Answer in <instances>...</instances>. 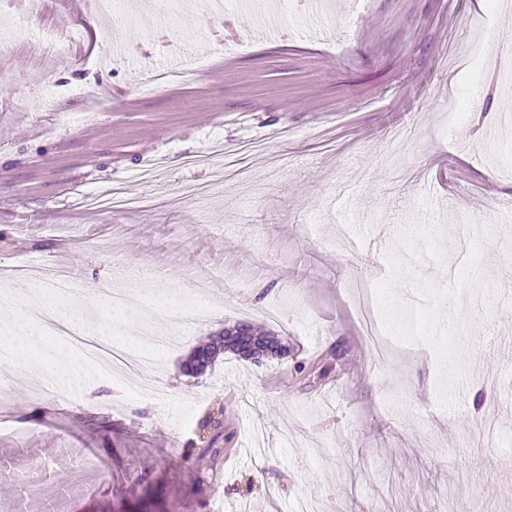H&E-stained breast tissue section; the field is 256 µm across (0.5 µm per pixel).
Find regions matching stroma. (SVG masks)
Wrapping results in <instances>:
<instances>
[{
    "label": "stroma",
    "mask_w": 512,
    "mask_h": 512,
    "mask_svg": "<svg viewBox=\"0 0 512 512\" xmlns=\"http://www.w3.org/2000/svg\"><path fill=\"white\" fill-rule=\"evenodd\" d=\"M139 3H123L131 30L72 0L0 12V267H77L91 303L111 279L161 331L129 266L186 298L204 269L228 279L212 318L159 350L145 393L103 366L137 344L133 320L84 336L42 316L36 374L0 364V512H512V222L493 212L512 178L490 154L512 146L494 81L512 69V19L494 0H264L266 39L244 0L220 16L186 0L174 25ZM483 17L507 43L461 76L478 89L453 127L441 63ZM74 28L76 43L41 42ZM163 70L182 76L136 90ZM405 125L415 137L395 145ZM250 140L265 151L239 152ZM395 148L400 175L383 163ZM197 154L208 163L186 167ZM115 187L153 208L85 204ZM362 280L407 326L383 357L352 299ZM234 323L287 356L224 352L186 374ZM83 348L78 377L41 383L51 352Z\"/></svg>",
    "instance_id": "stroma-1"
}]
</instances>
